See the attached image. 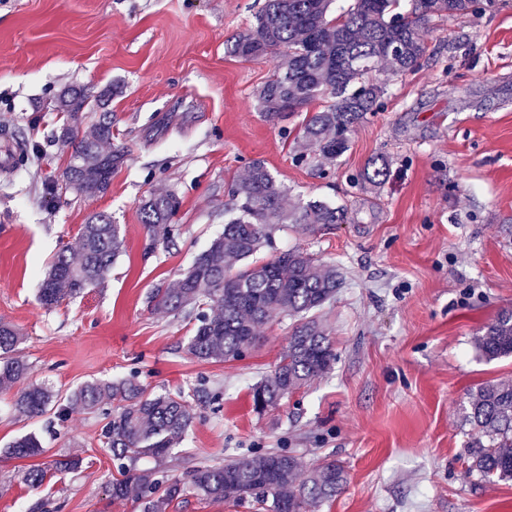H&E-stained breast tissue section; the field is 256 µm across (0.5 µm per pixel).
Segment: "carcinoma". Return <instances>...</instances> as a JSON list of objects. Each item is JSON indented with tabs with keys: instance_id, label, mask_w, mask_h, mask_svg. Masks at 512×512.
<instances>
[{
	"instance_id": "cac0c4a2",
	"label": "carcinoma",
	"mask_w": 512,
	"mask_h": 512,
	"mask_svg": "<svg viewBox=\"0 0 512 512\" xmlns=\"http://www.w3.org/2000/svg\"><path fill=\"white\" fill-rule=\"evenodd\" d=\"M334 0H266L250 29L237 34L227 51L245 61L285 47L270 78L256 93L262 114L284 120L307 110L319 98L323 109L304 117L302 148L333 161L348 149V134L377 111L386 92L373 77L382 66L395 73L412 70L424 57L425 28L435 19L477 14L496 0H353L334 17ZM106 94L72 90L59 95L55 109L65 114L57 140L73 145L69 164L60 174L64 189L86 197L107 192L112 173L123 161L119 151L105 149L112 141V120H99L78 138L86 114L106 104ZM288 189L261 161L233 179L224 209V231L212 239L193 265L171 285L149 294L154 310L176 313L195 323L186 352L200 361L237 360L252 348L259 329L271 316L291 319L288 346L275 368L251 387L254 409L276 407L312 378L325 375L336 360L322 322V311L336 299L342 279L336 267L317 263L299 249L267 262L253 260L271 240L278 224H342L346 213L322 201L284 206ZM179 207L170 193L141 201V223L155 235H172L169 221ZM121 227L104 213L82 225L75 253L61 251L42 281L39 300L54 308L64 299L101 285L122 253ZM17 329L0 321V391L24 379L26 361L17 355ZM477 355L494 361L512 356V309L498 314L473 337ZM191 392L145 394L132 378L85 383L62 395L45 385H30L14 402L16 412L37 418L50 411L64 420L78 409L101 413L102 436L118 462L112 478V499L136 496L140 512H166L187 491L210 500L241 505L252 502L262 512H315L342 489L343 466L324 459L308 475L304 463L288 448L242 454L222 464H201L182 480L163 481L139 461L174 454L193 426L187 409ZM463 418L476 436L467 444L469 471L489 481H512V383H483L469 393ZM40 439L23 435L6 453L17 458L42 454Z\"/></svg>"
}]
</instances>
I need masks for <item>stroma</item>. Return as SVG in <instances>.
Instances as JSON below:
<instances>
[{
    "label": "stroma",
    "mask_w": 512,
    "mask_h": 512,
    "mask_svg": "<svg viewBox=\"0 0 512 512\" xmlns=\"http://www.w3.org/2000/svg\"><path fill=\"white\" fill-rule=\"evenodd\" d=\"M264 0H0V131L26 145L0 173V320L16 327L30 382L67 393L96 379L135 377L149 392L188 387L192 433L175 457L148 460L165 478L204 462L289 448L306 463L332 456L347 481L320 512H512V482L467 473L471 388L512 383V358L476 357L475 330L512 309V0L436 21L412 70L382 69L381 107L349 134L335 162H297L300 118L266 120L255 92L274 57H233ZM122 87L110 103L112 146L124 159L96 198L48 189L70 147L55 133L56 94ZM383 158V184L356 179ZM256 160L288 186L286 207L321 200L345 223L281 224L260 256L300 248L339 266L345 284L326 309L336 362L327 375L263 413L250 388L273 369L288 319L271 318L239 360L199 362L183 346L191 323L152 312L151 289L175 282L224 229L227 186ZM174 192L171 238L150 239L137 206ZM97 212L124 231L103 286L47 309L39 300L54 256L75 249ZM0 393V512H137L113 499L116 472L100 416L26 419ZM36 434L35 460L6 455ZM82 461L79 471L56 463ZM47 467L39 489L23 474Z\"/></svg>",
    "instance_id": "obj_1"
}]
</instances>
